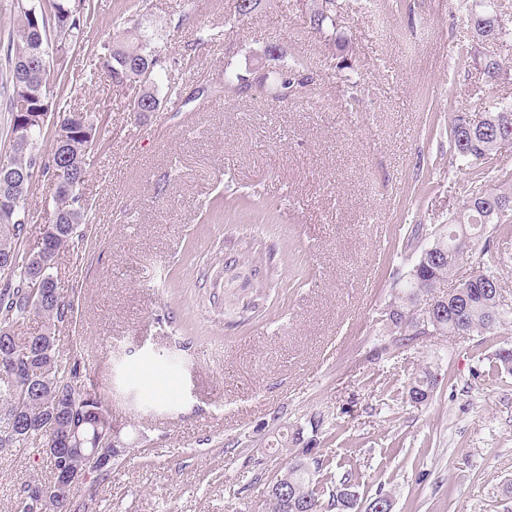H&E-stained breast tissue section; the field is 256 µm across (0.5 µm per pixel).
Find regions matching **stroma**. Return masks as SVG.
I'll return each instance as SVG.
<instances>
[{"mask_svg": "<svg viewBox=\"0 0 512 512\" xmlns=\"http://www.w3.org/2000/svg\"><path fill=\"white\" fill-rule=\"evenodd\" d=\"M339 2L330 47L305 24L311 0L287 13L259 0L243 20L232 0H150L168 58L198 53L200 83L304 61L311 83L286 104L253 88L135 114L134 89L86 82L112 149L81 186L90 235L55 264L75 309L52 329L60 349L79 348L131 451L80 483L67 512H268L270 443L298 429L349 464L360 506L384 492L392 512H512V374L485 372L512 326L401 346L382 325L419 257L413 228L462 205L455 115L476 122L512 101V78L488 82L478 60L512 67V47L472 39L467 0ZM200 25L222 43L195 51ZM220 194L248 213L204 223ZM29 196L35 251L50 180L36 176ZM424 367L431 398L403 401ZM52 477L41 449L1 451L0 512Z\"/></svg>", "mask_w": 512, "mask_h": 512, "instance_id": "35a3bbf8", "label": "stroma"}]
</instances>
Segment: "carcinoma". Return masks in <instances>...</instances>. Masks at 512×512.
I'll list each match as a JSON object with an SVG mask.
<instances>
[{
  "label": "carcinoma",
  "instance_id": "carcinoma-1",
  "mask_svg": "<svg viewBox=\"0 0 512 512\" xmlns=\"http://www.w3.org/2000/svg\"><path fill=\"white\" fill-rule=\"evenodd\" d=\"M9 7L20 16L7 49L10 123L14 128L30 124L38 112L49 116L29 130L28 138H9L0 165L5 163L10 169L21 171L41 154L46 162L39 174L51 180L59 192L71 186L78 192L91 168L112 148L110 140L101 135L108 115L78 103L82 84L76 79L71 81L68 96L54 95L49 88L51 72L41 69L38 56H59L53 70L61 78L68 77L69 53L86 44L95 8L88 0H12ZM146 9L147 0H131L115 17L112 36L88 51L89 76L104 74L114 84L139 88L129 104L132 112L153 108L159 101L155 86L141 87L140 69L155 63L166 50L160 33L143 26L140 13ZM470 20L473 37L479 41L512 42V25L493 0H473ZM306 24L311 32L327 35L333 26V9L325 14L313 10ZM197 66L194 57L178 61L176 70L181 77L168 84L165 93L170 102L180 100L188 86L187 76ZM481 67L491 81L508 76L495 56L483 58ZM299 76L297 66H284L262 75L259 86L272 100L286 103L293 97L289 90L304 84ZM46 141L50 142L47 149ZM450 141L455 159L469 170L465 198L454 222L431 233L432 241L417 262L418 272L395 282L391 304L397 309L399 321L394 335L400 341L410 335L412 309L425 296L447 286L448 278L463 267L468 268V275L444 297L446 305L438 318V335H484L512 325V305L502 300L496 273L505 257L486 238L489 227L505 218L512 219V174L502 172L497 177L498 187L485 188L490 175L488 163L501 143L512 141V103H500L476 123L456 116ZM14 206L30 212L28 190L6 188L0 182V313H6L0 318V340L7 341V352L20 373L38 371L45 383L40 391L22 399L12 381L0 375V452L33 445L49 448L55 436L65 433L73 423L79 425L78 436L73 438L75 445L92 448L108 428L101 417V410L109 409L108 403L92 387L81 383L79 364L64 357L55 337L18 336V329L33 315L52 325L73 312V302L58 291L53 269L59 253L87 236L93 223L92 207L84 200L74 212L51 210L42 237L44 251L50 253L45 258L25 247L28 225L7 223ZM478 237L485 238L484 244L471 247L469 241ZM500 370L512 372V348L500 349L489 360V372ZM435 382V375L422 369L405 386L407 399L415 403L428 400ZM300 443L302 436L298 432L276 441V448L288 454V486L284 494L268 490L271 512H323L324 504H335L336 492L346 486L354 488L352 471L345 470L338 478L330 460H318L316 473H310L302 465L303 458L291 452Z\"/></svg>",
  "mask_w": 512,
  "mask_h": 512
}]
</instances>
